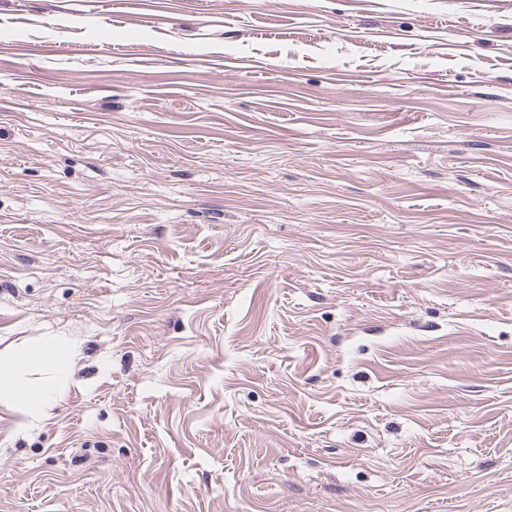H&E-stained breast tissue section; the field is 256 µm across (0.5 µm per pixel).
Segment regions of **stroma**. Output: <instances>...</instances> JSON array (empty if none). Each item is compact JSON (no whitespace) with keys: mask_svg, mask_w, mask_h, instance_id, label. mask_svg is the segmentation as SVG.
<instances>
[{"mask_svg":"<svg viewBox=\"0 0 512 512\" xmlns=\"http://www.w3.org/2000/svg\"><path fill=\"white\" fill-rule=\"evenodd\" d=\"M0 512H512V0H0ZM76 354L75 341L56 336L46 345L30 348L13 360L0 361V395L16 396L24 413L32 418L45 416L58 400V388H47L25 377L48 370L56 376L58 384L65 383Z\"/></svg>","mask_w":512,"mask_h":512,"instance_id":"stroma-1","label":"stroma"}]
</instances>
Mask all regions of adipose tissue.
<instances>
[{"instance_id": "obj_1", "label": "adipose tissue", "mask_w": 512, "mask_h": 512, "mask_svg": "<svg viewBox=\"0 0 512 512\" xmlns=\"http://www.w3.org/2000/svg\"><path fill=\"white\" fill-rule=\"evenodd\" d=\"M77 354V344L65 336H58L43 346L22 352L15 359L0 361V394L16 396L28 417H42L59 397L57 387L47 388L35 381V374L51 371L59 383L70 374Z\"/></svg>"}]
</instances>
